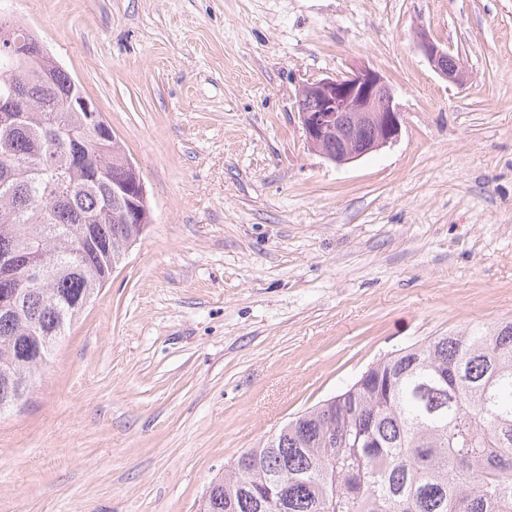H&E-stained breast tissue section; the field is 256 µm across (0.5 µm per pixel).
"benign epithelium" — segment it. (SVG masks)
Returning a JSON list of instances; mask_svg holds the SVG:
<instances>
[{"label":"benign epithelium","instance_id":"obj_1","mask_svg":"<svg viewBox=\"0 0 512 512\" xmlns=\"http://www.w3.org/2000/svg\"><path fill=\"white\" fill-rule=\"evenodd\" d=\"M418 48L435 71L450 82H461L459 66L448 64V50L422 32ZM297 118L310 146L325 159L345 165L396 142L402 132L401 112L385 76L367 66L341 77H327L303 85L297 95ZM70 112H89L92 130L99 140L111 133L98 106L82 96L68 104ZM364 127L373 136H359Z\"/></svg>","mask_w":512,"mask_h":512}]
</instances>
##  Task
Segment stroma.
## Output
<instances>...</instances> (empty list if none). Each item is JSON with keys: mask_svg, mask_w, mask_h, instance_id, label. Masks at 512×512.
I'll return each instance as SVG.
<instances>
[{"mask_svg": "<svg viewBox=\"0 0 512 512\" xmlns=\"http://www.w3.org/2000/svg\"><path fill=\"white\" fill-rule=\"evenodd\" d=\"M94 99L154 222L0 415V512H197L380 355L512 320V0H0ZM465 80L440 77L419 33ZM364 63L397 142L312 150ZM385 76L361 66L341 77L303 85L297 95V118L310 146L325 159L345 165L396 142L401 112ZM367 138H361L362 128Z\"/></svg>", "mask_w": 512, "mask_h": 512, "instance_id": "stroma-1", "label": "stroma"}]
</instances>
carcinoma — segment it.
I'll list each match as a JSON object with an SVG mask.
<instances>
[{
  "mask_svg": "<svg viewBox=\"0 0 512 512\" xmlns=\"http://www.w3.org/2000/svg\"><path fill=\"white\" fill-rule=\"evenodd\" d=\"M21 39L26 54L6 50ZM0 390L30 395L55 346L153 223L148 193L116 197L128 156L69 112L78 83L38 40L0 21ZM204 512H512V321L433 336L373 362L212 481Z\"/></svg>",
  "mask_w": 512,
  "mask_h": 512,
  "instance_id": "obj_1",
  "label": "carcinoma"
}]
</instances>
